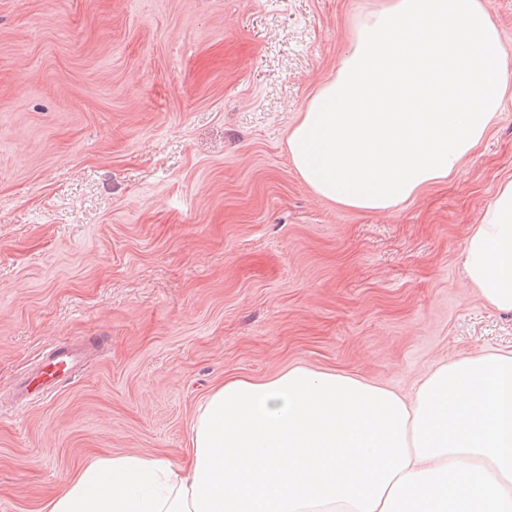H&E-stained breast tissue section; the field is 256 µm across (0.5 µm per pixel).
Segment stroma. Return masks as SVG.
Listing matches in <instances>:
<instances>
[{"mask_svg":"<svg viewBox=\"0 0 512 512\" xmlns=\"http://www.w3.org/2000/svg\"><path fill=\"white\" fill-rule=\"evenodd\" d=\"M384 0H0V512L91 457L189 456L228 377L336 371L408 397L512 351L462 265L512 180V99L395 209L318 196L289 130ZM101 349L10 415L51 348Z\"/></svg>","mask_w":512,"mask_h":512,"instance_id":"stroma-1","label":"stroma"}]
</instances>
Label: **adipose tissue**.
<instances>
[{
	"label": "adipose tissue",
	"instance_id": "1",
	"mask_svg": "<svg viewBox=\"0 0 512 512\" xmlns=\"http://www.w3.org/2000/svg\"><path fill=\"white\" fill-rule=\"evenodd\" d=\"M511 91L479 0H387L357 25L288 152L319 196L388 211L456 174ZM462 259L485 302L512 311V180ZM44 512H512V353L444 363L409 401L302 367L226 379L198 410L187 464L92 459Z\"/></svg>",
	"mask_w": 512,
	"mask_h": 512
}]
</instances>
